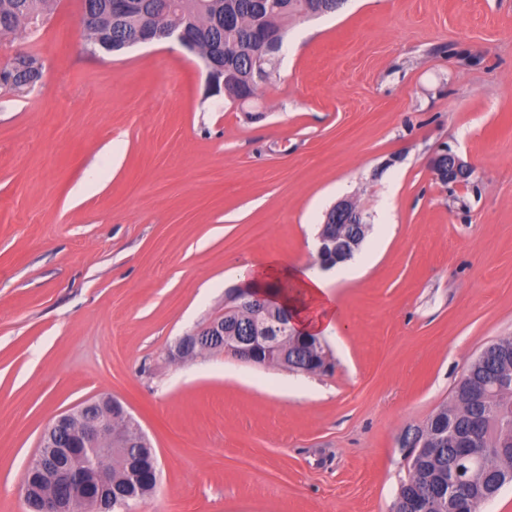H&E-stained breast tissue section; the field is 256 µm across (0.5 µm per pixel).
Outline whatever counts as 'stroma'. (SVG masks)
<instances>
[{"instance_id": "1", "label": "stroma", "mask_w": 512, "mask_h": 512, "mask_svg": "<svg viewBox=\"0 0 512 512\" xmlns=\"http://www.w3.org/2000/svg\"><path fill=\"white\" fill-rule=\"evenodd\" d=\"M80 0L0 38L43 78L0 87V512L45 428L108 395L158 459L131 512H390L400 438L512 337V0H346L293 20L260 120L162 42L87 51ZM471 168L442 183L441 151ZM371 231L332 367L165 352L243 267L313 265L337 201Z\"/></svg>"}]
</instances>
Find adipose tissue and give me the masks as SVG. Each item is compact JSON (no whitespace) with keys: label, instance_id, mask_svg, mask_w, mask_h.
<instances>
[{"label":"adipose tissue","instance_id":"obj_1","mask_svg":"<svg viewBox=\"0 0 512 512\" xmlns=\"http://www.w3.org/2000/svg\"><path fill=\"white\" fill-rule=\"evenodd\" d=\"M349 268H336L328 275L312 267L270 261L243 268L239 277L266 298L291 311L298 330L316 336L329 333L338 317L332 286L348 277Z\"/></svg>","mask_w":512,"mask_h":512}]
</instances>
